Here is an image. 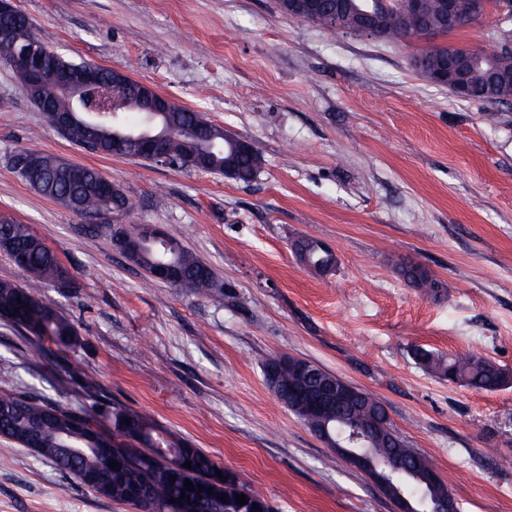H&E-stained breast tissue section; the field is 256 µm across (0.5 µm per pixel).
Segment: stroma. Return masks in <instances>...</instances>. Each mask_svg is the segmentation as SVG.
Segmentation results:
<instances>
[{
	"instance_id": "35a3bbf8",
	"label": "stroma",
	"mask_w": 512,
	"mask_h": 512,
	"mask_svg": "<svg viewBox=\"0 0 512 512\" xmlns=\"http://www.w3.org/2000/svg\"><path fill=\"white\" fill-rule=\"evenodd\" d=\"M38 38L123 72L261 141L253 181L93 154L50 126L0 65V216L28 225L70 280L40 289L75 323L60 354L98 395L149 414L261 492L273 512H398L271 392L266 360L309 361L383 401L460 512H512V384L484 392L413 357L474 351L512 373V105L429 83L414 46L288 16L277 0H16ZM495 121H488V112ZM28 148L103 172L130 221L176 229L224 288L148 276L96 221L10 168ZM312 237L333 270L302 262ZM415 264L442 285H411ZM41 345L0 319V387L73 403ZM0 512H131L0 438ZM296 251L300 258L315 270L327 271L336 263L333 252L320 240L303 238L296 244Z\"/></svg>"
}]
</instances>
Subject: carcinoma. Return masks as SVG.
Instances as JSON below:
<instances>
[{"label": "carcinoma", "mask_w": 512, "mask_h": 512, "mask_svg": "<svg viewBox=\"0 0 512 512\" xmlns=\"http://www.w3.org/2000/svg\"><path fill=\"white\" fill-rule=\"evenodd\" d=\"M336 7L341 19L350 11L377 22L385 40L396 44L412 45L421 40L426 26L437 29L442 41L427 45L420 53L438 63L448 61L451 53L463 52L462 44L448 48V29L441 21L438 0H429L427 13L415 25L403 23L383 0H341ZM37 43L39 39L31 30L22 31L17 43L0 41V63L11 61ZM469 81L472 98L492 104L507 103V100H512V58L494 65L480 60L470 71ZM136 89L137 86L132 84L119 92L114 102L118 112L139 111ZM28 99L33 103L46 100L56 112H68L79 107V101L56 96L48 85L28 92ZM169 106L172 135L163 145L166 154L189 169L220 174L230 170L239 175L243 183L256 177L264 159L259 143L250 142L245 153L231 148L224 144V129L207 121L202 113L173 102ZM189 128L196 129L206 138L208 148L188 163L184 161V154ZM31 162L42 170L45 186L34 185L22 168H16L14 172L34 190L77 215L93 216L103 209H110L116 214L115 224H105L103 228L113 237L123 233L125 239L119 246L123 255L145 272L153 273L161 254L149 246H142L144 225L127 222L131 206L125 193L120 192L106 200L99 189L103 174L94 168L64 165L59 158L36 150L32 151ZM164 237L170 243L168 258L175 262L180 274L174 287L202 297L223 288L211 268L185 249L175 231L164 232ZM296 251L315 270L326 271L336 263L333 252L314 238L299 240ZM0 252L14 262L17 255H22L23 262L18 267L32 278L34 284L32 288H23L0 281V318L17 326L31 342L49 341L60 351L75 346L78 336L73 323L39 298L36 291L41 284L61 285L67 279L55 251L27 225L3 217L0 219ZM403 272L414 286L435 294L439 292V283L421 267L409 265ZM413 356L439 377L476 390L494 391L512 380L503 368L474 352L447 359L432 350L417 347ZM265 371L272 372L277 378L280 388L278 399L309 429H314L324 419L344 434L353 428L360 430L383 423L386 429L370 443L371 452L375 458L387 461L394 468L404 492L418 501L448 494V487L443 482L426 493L409 475L411 471L429 469L431 464L387 430L391 423L386 409L371 394L362 391L357 400L319 415L308 405L296 406L295 399L289 394L304 380L301 360L272 359L266 362ZM84 388V402L74 406H63L37 395L0 388V437L51 462L92 493L137 512H161L164 505L183 495L190 498L189 512H256L254 505L266 502L261 493L246 487L234 472L219 466L201 449L161 430L147 413L118 403L109 406L93 402L90 391L95 388V383L86 379ZM127 419L131 424H125ZM87 436L94 438L99 451L86 450L77 456L67 452L63 440L68 439L71 444L82 447ZM111 460L117 462V467L108 466ZM187 461L191 462L189 469L183 467ZM218 470L223 477L216 475ZM187 479L195 486H204V490H187L184 487ZM242 494L246 502L240 505L237 496ZM221 496L227 502L219 500Z\"/></svg>", "instance_id": "cac0c4a2"}]
</instances>
